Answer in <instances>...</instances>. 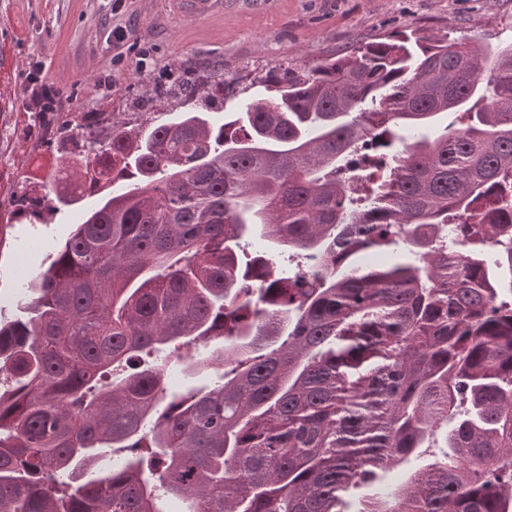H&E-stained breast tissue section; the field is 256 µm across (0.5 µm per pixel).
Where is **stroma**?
Instances as JSON below:
<instances>
[{
  "mask_svg": "<svg viewBox=\"0 0 512 512\" xmlns=\"http://www.w3.org/2000/svg\"><path fill=\"white\" fill-rule=\"evenodd\" d=\"M404 29L511 45L512 0H222L203 18L178 0H0V321L17 316L14 266L31 241L54 250L101 204L92 195L43 224L10 221L23 177L55 172L60 123L132 112L148 90L207 76L223 80V100L261 98L265 71L313 66ZM35 63L58 92L57 111L28 109Z\"/></svg>",
  "mask_w": 512,
  "mask_h": 512,
  "instance_id": "stroma-1",
  "label": "stroma"
}]
</instances>
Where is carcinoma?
<instances>
[{
    "instance_id": "1",
    "label": "carcinoma",
    "mask_w": 512,
    "mask_h": 512,
    "mask_svg": "<svg viewBox=\"0 0 512 512\" xmlns=\"http://www.w3.org/2000/svg\"><path fill=\"white\" fill-rule=\"evenodd\" d=\"M259 81L220 125L60 127L12 218L102 204L0 325V512H345L439 431L354 512H512V46L403 30Z\"/></svg>"
}]
</instances>
